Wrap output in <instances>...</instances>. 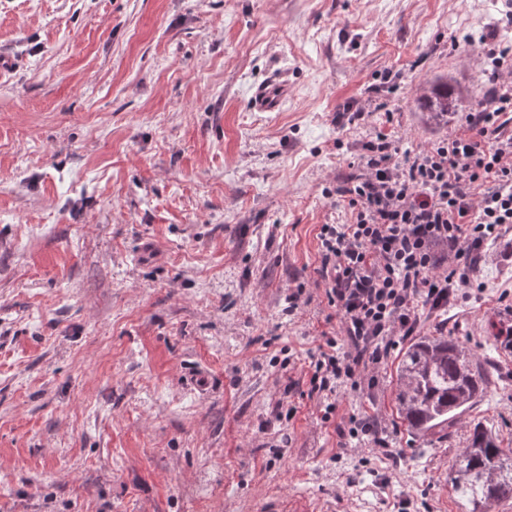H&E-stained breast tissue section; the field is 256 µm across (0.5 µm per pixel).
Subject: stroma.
<instances>
[{"instance_id": "35a3bbf8", "label": "stroma", "mask_w": 512, "mask_h": 512, "mask_svg": "<svg viewBox=\"0 0 512 512\" xmlns=\"http://www.w3.org/2000/svg\"><path fill=\"white\" fill-rule=\"evenodd\" d=\"M512 0H0V512H465L445 463L474 423L512 443V228L480 287L418 336L490 372L445 433L397 417L400 351L325 414L310 378L342 339L317 235L369 174L375 130L430 149L416 90L480 96ZM282 75L276 112L254 85ZM364 107L344 126L336 114ZM161 260L136 261L142 240ZM297 294L289 303V294ZM376 420L388 454L342 441Z\"/></svg>"}]
</instances>
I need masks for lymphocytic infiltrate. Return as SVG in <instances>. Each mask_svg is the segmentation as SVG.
<instances>
[{
  "label": "lymphocytic infiltrate",
  "mask_w": 512,
  "mask_h": 512,
  "mask_svg": "<svg viewBox=\"0 0 512 512\" xmlns=\"http://www.w3.org/2000/svg\"><path fill=\"white\" fill-rule=\"evenodd\" d=\"M486 54L496 94L476 104L467 134L414 154L376 133L363 146L368 177L337 188L351 221L322 225L318 250L348 348L327 339L312 392L361 388L368 368L416 332L419 307L447 310L476 287L474 257L512 226V135L501 122L512 112V45L490 44ZM442 247L447 256H439Z\"/></svg>",
  "instance_id": "lymphocytic-infiltrate-1"
}]
</instances>
